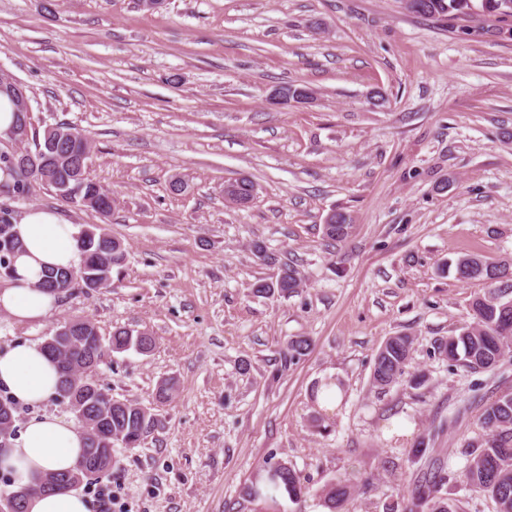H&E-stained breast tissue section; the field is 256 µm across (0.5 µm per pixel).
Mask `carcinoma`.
Listing matches in <instances>:
<instances>
[{
    "instance_id": "1",
    "label": "carcinoma",
    "mask_w": 512,
    "mask_h": 512,
    "mask_svg": "<svg viewBox=\"0 0 512 512\" xmlns=\"http://www.w3.org/2000/svg\"><path fill=\"white\" fill-rule=\"evenodd\" d=\"M427 16H444L462 14V0H427ZM66 151L78 161L83 160L82 167L73 164H55L51 161L32 171V179L20 178L15 167L6 163L3 157L8 152L0 153V169L7 170L12 182L3 185V193L9 198L23 197L29 194L33 183L55 189L61 200L87 207L106 217L112 212V191L91 179L88 175L90 147L86 137L75 131V136L68 140ZM340 223L331 232L324 233L330 243L345 241L353 228L351 215L343 210H336ZM103 229L93 228L84 231L80 240V250L84 258L109 248L112 250V265L124 261V249L120 241L112 236H102ZM470 255L459 256L455 262L456 276L464 281H480L487 285L486 291L474 298L471 306V322L460 329L456 335L440 343L438 353L448 365L460 367L467 372L492 370L512 352V304L503 300L502 293L512 286L506 284L507 264L487 260L469 261ZM281 280L267 283L259 279L254 283L255 292L264 294L278 292L291 293L300 287L301 272L294 266H281ZM68 271H50L45 276L43 288L58 293L69 279ZM55 342L54 351L57 363L70 360H85L87 354H81L65 334H52ZM107 345L113 349L127 350L134 346L151 349L153 337L135 336L129 330L119 328L107 339ZM413 346L409 336H391L375 355L372 383L380 388L395 384L403 379L411 385L418 386L423 376H406V364ZM93 402L90 410L102 416V437L87 438L83 455H91L97 448L107 444H121L126 448L138 446L146 436L143 432L141 407L130 403L126 409L115 411L107 406V401L99 397H89ZM477 424L482 431L481 438L469 443L462 451L466 463L454 473L456 482L472 495H487L496 503V512H512V390L506 389L494 397L485 400L480 407ZM408 461L418 466L417 474L407 493L386 505L385 512H465L459 499L445 498L439 495L440 486L445 479L444 457L436 448H429L425 441L417 442L411 449ZM266 483L275 489L284 490L289 497L299 498L305 492V486L297 473L282 463L267 466ZM352 488L343 483L329 486L324 494V505L329 512H346L345 507L352 498Z\"/></svg>"
}]
</instances>
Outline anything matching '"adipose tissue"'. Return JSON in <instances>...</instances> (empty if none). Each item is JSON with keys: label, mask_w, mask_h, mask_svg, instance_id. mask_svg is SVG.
Segmentation results:
<instances>
[{"label": "adipose tissue", "mask_w": 512, "mask_h": 512, "mask_svg": "<svg viewBox=\"0 0 512 512\" xmlns=\"http://www.w3.org/2000/svg\"><path fill=\"white\" fill-rule=\"evenodd\" d=\"M14 232L22 243L12 276L0 285V311L18 322H35L53 308L55 297L40 284L48 270L78 268L83 228L58 212L33 207L17 219ZM58 373L42 345L23 342L0 351V387L17 400L37 404L55 393ZM84 438L70 422L56 416L31 420L17 446L0 450V469L16 486L35 483L49 472H64L78 462Z\"/></svg>", "instance_id": "obj_1"}]
</instances>
